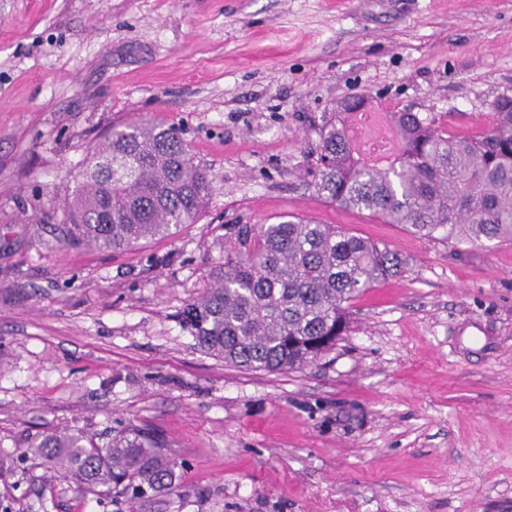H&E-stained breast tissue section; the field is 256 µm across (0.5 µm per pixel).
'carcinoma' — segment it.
Wrapping results in <instances>:
<instances>
[{"instance_id":"1","label":"carcinoma","mask_w":512,"mask_h":512,"mask_svg":"<svg viewBox=\"0 0 512 512\" xmlns=\"http://www.w3.org/2000/svg\"><path fill=\"white\" fill-rule=\"evenodd\" d=\"M475 136L435 127L418 112H388L399 148L369 160L348 139L354 112L320 128L311 185L340 208L367 213L454 248L512 241V98L492 104ZM63 240L121 249L194 224L212 178L179 129L147 118L112 126L71 175ZM404 272L387 246L334 224L290 216L242 225L209 288L183 310L197 345L224 363L268 373L299 370L336 346L349 306L378 280ZM154 435L100 440L50 432L23 451L98 497L133 490L179 493L175 463Z\"/></svg>"}]
</instances>
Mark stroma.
Wrapping results in <instances>:
<instances>
[{
	"label": "stroma",
	"mask_w": 512,
	"mask_h": 512,
	"mask_svg": "<svg viewBox=\"0 0 512 512\" xmlns=\"http://www.w3.org/2000/svg\"><path fill=\"white\" fill-rule=\"evenodd\" d=\"M483 132L512 97V0H0V512H512V242L462 246L319 200L350 94ZM146 117L213 177L197 223L119 251L58 229L87 151ZM307 216L406 262L299 371L182 321L244 224ZM160 436L181 490L98 498L17 449Z\"/></svg>",
	"instance_id": "obj_1"
}]
</instances>
